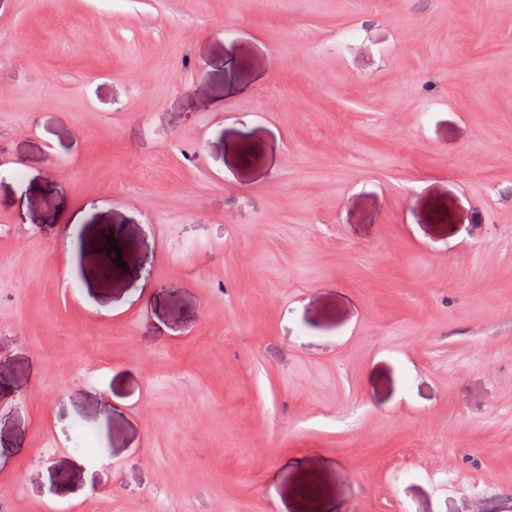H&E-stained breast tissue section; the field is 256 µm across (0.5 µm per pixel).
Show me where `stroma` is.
<instances>
[{
	"label": "stroma",
	"mask_w": 512,
	"mask_h": 512,
	"mask_svg": "<svg viewBox=\"0 0 512 512\" xmlns=\"http://www.w3.org/2000/svg\"><path fill=\"white\" fill-rule=\"evenodd\" d=\"M488 34L512 0H0V512H512Z\"/></svg>",
	"instance_id": "35a3bbf8"
}]
</instances>
